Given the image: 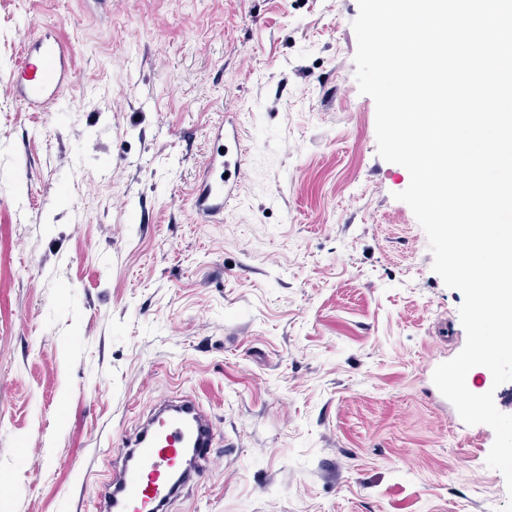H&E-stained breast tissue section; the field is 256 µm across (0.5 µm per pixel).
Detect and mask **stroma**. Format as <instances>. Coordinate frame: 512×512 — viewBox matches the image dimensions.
I'll return each mask as SVG.
<instances>
[{
    "label": "stroma",
    "mask_w": 512,
    "mask_h": 512,
    "mask_svg": "<svg viewBox=\"0 0 512 512\" xmlns=\"http://www.w3.org/2000/svg\"><path fill=\"white\" fill-rule=\"evenodd\" d=\"M357 0H0V512H105L162 396L219 431L171 512H501L494 432L441 400L460 291L395 198L355 79ZM52 28L77 84L9 71ZM250 145L219 223L208 132ZM84 224L74 228L73 214ZM26 463H19V456ZM71 52V47L51 29L23 43L10 73L14 95L21 105L48 112L59 102L64 89L78 79Z\"/></svg>",
    "instance_id": "obj_1"
}]
</instances>
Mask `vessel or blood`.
Segmentation results:
<instances>
[{"label":"vessel or blood","mask_w":512,"mask_h":512,"mask_svg":"<svg viewBox=\"0 0 512 512\" xmlns=\"http://www.w3.org/2000/svg\"><path fill=\"white\" fill-rule=\"evenodd\" d=\"M14 95L26 108L48 111L78 79L71 48L53 30L23 43L11 70ZM207 169L193 190V208L215 217L235 197L244 148L236 118L210 130ZM215 430L208 414L191 399L163 401L140 432L126 443L106 500L108 512H168L171 503L210 469Z\"/></svg>","instance_id":"1"}]
</instances>
